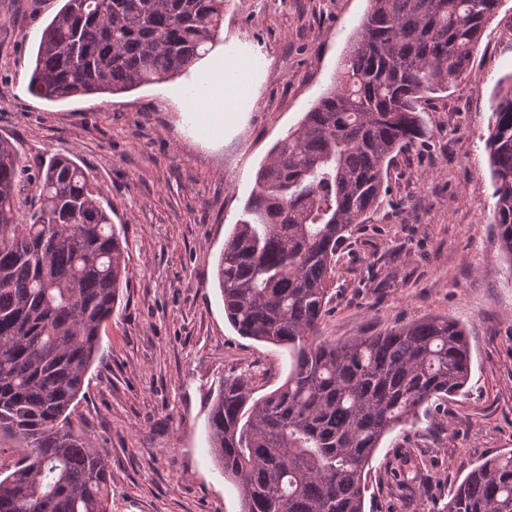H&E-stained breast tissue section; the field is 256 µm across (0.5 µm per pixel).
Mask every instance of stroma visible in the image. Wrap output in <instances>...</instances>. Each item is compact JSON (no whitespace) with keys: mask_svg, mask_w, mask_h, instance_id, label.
<instances>
[{"mask_svg":"<svg viewBox=\"0 0 512 512\" xmlns=\"http://www.w3.org/2000/svg\"><path fill=\"white\" fill-rule=\"evenodd\" d=\"M62 5L0 0V140L33 173L55 154L85 167L128 247V284L71 427L110 463L111 512H240L209 454V408L246 367L260 393L281 385L288 353L230 325L216 265L259 166L337 77L368 2L226 0L218 41L254 62L258 98L217 146L198 141L194 114L155 84L63 102L32 95L35 50ZM511 74L512 0H502L466 77L423 103L425 141L397 157L389 195L336 266L324 337L446 316L472 348L462 392L383 438L365 512H428L474 466L512 450V263L491 222L486 146Z\"/></svg>","mask_w":512,"mask_h":512,"instance_id":"stroma-1","label":"stroma"}]
</instances>
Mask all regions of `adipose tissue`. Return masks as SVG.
Instances as JSON below:
<instances>
[{
    "label": "adipose tissue",
    "mask_w": 512,
    "mask_h": 512,
    "mask_svg": "<svg viewBox=\"0 0 512 512\" xmlns=\"http://www.w3.org/2000/svg\"><path fill=\"white\" fill-rule=\"evenodd\" d=\"M192 80L206 82L205 98L190 97L182 87L171 90V98L196 108V134L200 139L213 143L223 141L226 127L236 123L239 117L241 104L252 105L257 100L251 77L241 71L239 63L227 61L224 48L219 45L194 72Z\"/></svg>",
    "instance_id": "1"
}]
</instances>
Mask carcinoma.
Wrapping results in <instances>:
<instances>
[{
	"label": "carcinoma",
	"mask_w": 512,
	"mask_h": 512,
	"mask_svg": "<svg viewBox=\"0 0 512 512\" xmlns=\"http://www.w3.org/2000/svg\"><path fill=\"white\" fill-rule=\"evenodd\" d=\"M333 86L255 175L217 279L243 337L288 350L264 396L243 373L208 416L209 452L242 512H365L382 438L471 373L464 325L431 316L345 341L321 336L336 258L389 194V167L424 136L419 102L466 75L501 0H368ZM224 0H65L44 28L30 92L61 101L164 82L217 45ZM488 137L493 223L512 261V76ZM0 141V430L25 442L0 512H109L108 460L70 408L117 306L127 251L86 169L35 176ZM430 512H512V450L486 458Z\"/></svg>",
	"instance_id": "obj_1"
}]
</instances>
